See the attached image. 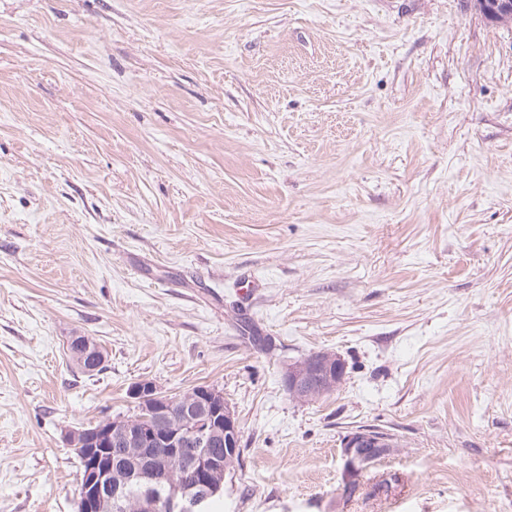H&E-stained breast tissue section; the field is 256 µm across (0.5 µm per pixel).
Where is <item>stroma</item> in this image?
<instances>
[{
  "instance_id": "stroma-1",
  "label": "stroma",
  "mask_w": 512,
  "mask_h": 512,
  "mask_svg": "<svg viewBox=\"0 0 512 512\" xmlns=\"http://www.w3.org/2000/svg\"><path fill=\"white\" fill-rule=\"evenodd\" d=\"M314 352L346 376L292 398ZM140 380L234 409L218 512H512V23L0 0V512H77L65 434ZM361 429L393 450L349 493ZM68 347L81 352L85 359V369L91 371V373L97 370L105 361L100 349L86 336H74ZM102 368L103 365L97 371H101Z\"/></svg>"
}]
</instances>
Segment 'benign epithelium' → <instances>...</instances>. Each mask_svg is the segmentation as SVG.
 I'll return each instance as SVG.
<instances>
[{"label": "benign epithelium", "mask_w": 512, "mask_h": 512, "mask_svg": "<svg viewBox=\"0 0 512 512\" xmlns=\"http://www.w3.org/2000/svg\"><path fill=\"white\" fill-rule=\"evenodd\" d=\"M482 5V13L489 19L512 12V0H482ZM69 348L81 352L88 371L97 370L105 361L100 349L86 336L73 337ZM345 375L343 360L325 352L309 363L292 365L286 381L294 394L308 399L318 391L336 387ZM129 394L145 416L107 420L84 437L75 431L66 435L68 445L81 456L85 469L78 512H126L129 495L126 486L112 481L113 467L130 452L142 453L148 448L166 449L158 462L183 463L185 472L196 483L185 489L150 494L141 500L143 512H201L209 497L221 493V486L213 483V477L224 473V461L213 457L209 448L222 439L226 454L234 456L238 451L235 412L215 387H195L169 399L158 394L153 382L141 380L131 385ZM391 451L388 438L377 432L360 430L348 435L341 445L347 481L357 480Z\"/></svg>", "instance_id": "obj_1"}]
</instances>
